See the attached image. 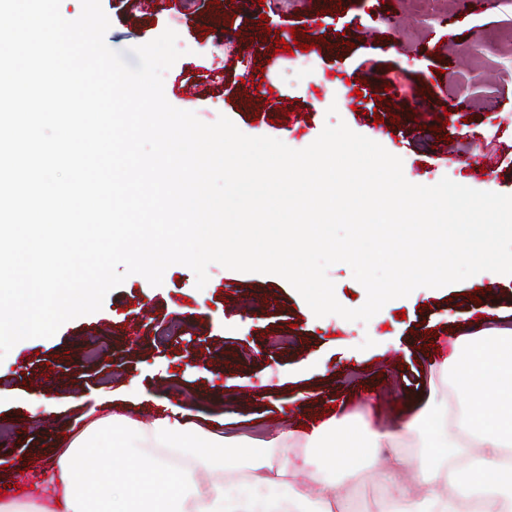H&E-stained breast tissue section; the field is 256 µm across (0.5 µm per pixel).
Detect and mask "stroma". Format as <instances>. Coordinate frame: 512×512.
I'll return each instance as SVG.
<instances>
[{"label":"stroma","instance_id":"stroma-1","mask_svg":"<svg viewBox=\"0 0 512 512\" xmlns=\"http://www.w3.org/2000/svg\"><path fill=\"white\" fill-rule=\"evenodd\" d=\"M226 0H157L142 15L139 0H101L110 20L107 45L117 51L178 35L180 57L163 75L164 95L182 108V87L203 84L195 110L205 123L228 117L249 136L288 147L309 146L325 126L345 123L402 160L412 183L442 178L512 195V12L473 0H242L238 30L224 27ZM483 48H469L472 29ZM272 39L318 34V53L265 54L253 60L267 87L251 107L238 102L244 68L240 34ZM395 88L393 106L374 98ZM297 107L285 114L283 101ZM446 127H439L440 117ZM197 288L192 269L168 267L161 285L129 276L101 310L64 323L50 338L25 339L0 360V488L18 512H45L48 485L39 472L68 443L86 415L105 402L136 419L160 405L192 410L195 422L226 439L220 477L247 467L244 440L268 439L314 418L367 412L382 428L398 408L427 394L436 378L419 338L430 331L441 352L477 307L512 319V280L470 277L440 288L419 287L387 302L368 322L316 317L302 296L274 274L244 273L213 263ZM308 394L307 414L293 398ZM52 411L32 416L31 397Z\"/></svg>","mask_w":512,"mask_h":512}]
</instances>
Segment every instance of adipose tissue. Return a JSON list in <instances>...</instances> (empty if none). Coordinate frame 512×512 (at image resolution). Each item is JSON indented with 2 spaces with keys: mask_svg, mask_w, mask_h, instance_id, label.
Instances as JSON below:
<instances>
[{
  "mask_svg": "<svg viewBox=\"0 0 512 512\" xmlns=\"http://www.w3.org/2000/svg\"><path fill=\"white\" fill-rule=\"evenodd\" d=\"M443 384L414 406L411 436L429 455L409 460L392 447L397 435L361 422L367 451L352 455L336 445L346 421L333 417L312 426L308 448H327L331 459H297L288 434L256 442L246 483L202 481L212 470L223 436L185 421L183 413H159L150 423L111 413L91 420L71 442L56 449L43 472L61 486L55 512H334L343 484L372 461L371 450L390 449L382 477L396 482L411 471L413 487L400 490L378 512H512V322L495 317L484 328L462 331L447 356L431 360ZM115 456L111 475L98 459Z\"/></svg>",
  "mask_w": 512,
  "mask_h": 512,
  "instance_id": "ef3b65f1",
  "label": "adipose tissue"
}]
</instances>
